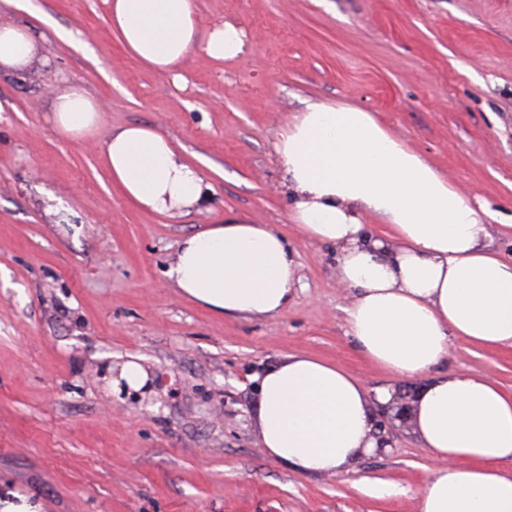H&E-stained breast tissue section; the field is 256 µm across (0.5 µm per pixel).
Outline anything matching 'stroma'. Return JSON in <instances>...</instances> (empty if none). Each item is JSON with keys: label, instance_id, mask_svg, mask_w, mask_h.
Masks as SVG:
<instances>
[{"label": "stroma", "instance_id": "obj_1", "mask_svg": "<svg viewBox=\"0 0 512 512\" xmlns=\"http://www.w3.org/2000/svg\"><path fill=\"white\" fill-rule=\"evenodd\" d=\"M201 30L239 24L248 50L191 52L178 76L138 63L105 0H31L40 56L0 76V493L42 512H416L434 462L407 427L350 471L314 477L263 449L252 377L289 354L369 389L398 386L345 333L334 245L288 217L280 129L306 101L355 107L486 209L489 247L512 259V0H198ZM89 38L91 54L55 32ZM103 107L72 139L51 93ZM144 124L213 185L209 209L169 217L113 187L102 144ZM235 217L279 231L300 285L272 317L224 316L163 271L185 236ZM140 357L149 388L112 391L107 367ZM487 374L512 393V347L452 340L434 375Z\"/></svg>", "mask_w": 512, "mask_h": 512}]
</instances>
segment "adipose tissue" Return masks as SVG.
I'll return each instance as SVG.
<instances>
[{"label":"adipose tissue","instance_id":"adipose-tissue-1","mask_svg":"<svg viewBox=\"0 0 512 512\" xmlns=\"http://www.w3.org/2000/svg\"><path fill=\"white\" fill-rule=\"evenodd\" d=\"M112 29L139 63L167 75L190 52L233 60L244 31L226 21L201 31L197 0H107ZM39 42L0 26V71L32 65ZM52 121L79 139L102 107L82 89L53 95ZM276 159L288 216L304 236L339 250L337 278L350 292L346 334L397 379L437 368L452 339L512 346V262L488 249L483 211L371 114L309 103L280 132ZM113 185L140 209L172 217L203 210L212 186L152 127L112 130L102 145ZM389 231L380 237L365 221ZM166 278L183 296L226 316H275L299 286L297 254L266 224L228 219L184 237ZM256 422L263 448L312 476L350 471L374 452L369 390L336 364L292 354L257 373ZM414 432L436 465L417 512H512V394L486 375H443L412 402Z\"/></svg>","mask_w":512,"mask_h":512}]
</instances>
